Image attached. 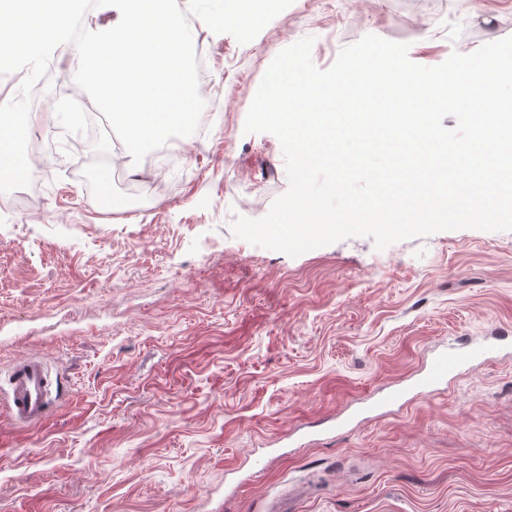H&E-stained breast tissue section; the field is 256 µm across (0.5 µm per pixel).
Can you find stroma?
Returning a JSON list of instances; mask_svg holds the SVG:
<instances>
[{
    "label": "stroma",
    "mask_w": 512,
    "mask_h": 512,
    "mask_svg": "<svg viewBox=\"0 0 512 512\" xmlns=\"http://www.w3.org/2000/svg\"><path fill=\"white\" fill-rule=\"evenodd\" d=\"M192 34L221 92L159 181L67 96L31 103L57 116L28 136L39 180L0 183V383L37 357L56 401L27 426L0 401V512H512V351L412 386L442 344L512 340V230L294 258L231 231L288 189L277 137L244 130L280 51L314 37L327 69L373 34L433 67L512 36V0H293L247 44Z\"/></svg>",
    "instance_id": "obj_1"
}]
</instances>
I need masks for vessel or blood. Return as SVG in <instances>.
<instances>
[{"instance_id":"obj_1","label":"vessel or blood","mask_w":512,"mask_h":512,"mask_svg":"<svg viewBox=\"0 0 512 512\" xmlns=\"http://www.w3.org/2000/svg\"><path fill=\"white\" fill-rule=\"evenodd\" d=\"M486 353L483 347L448 345L432 358L419 384L434 389ZM8 385L10 412L15 421L32 424L46 417L52 405V382L41 359L30 357L16 362L9 372Z\"/></svg>"}]
</instances>
